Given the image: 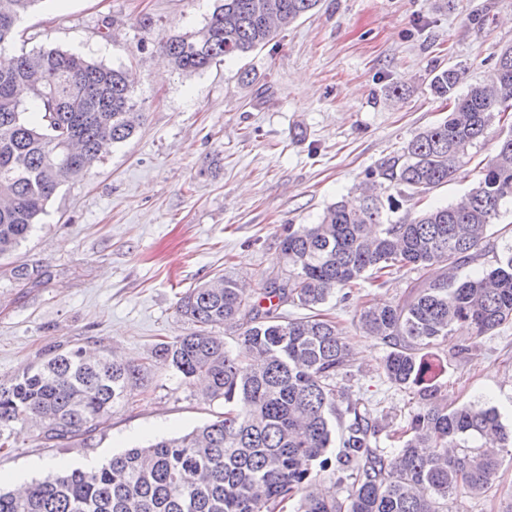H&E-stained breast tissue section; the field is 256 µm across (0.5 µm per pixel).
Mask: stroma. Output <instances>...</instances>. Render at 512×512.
I'll use <instances>...</instances> for the list:
<instances>
[{
  "instance_id": "stroma-1",
  "label": "stroma",
  "mask_w": 512,
  "mask_h": 512,
  "mask_svg": "<svg viewBox=\"0 0 512 512\" xmlns=\"http://www.w3.org/2000/svg\"><path fill=\"white\" fill-rule=\"evenodd\" d=\"M215 0H39L24 18L23 47H56L132 72L142 119L91 176L63 184L26 241L0 257V380L82 347L138 362L193 325L176 312L186 289L221 276L257 288L287 277L279 243L288 225L316 223L329 205L358 197L447 102L429 86L436 69L462 76L458 93L485 84L512 45V0H320L266 46L187 75L154 40L203 27ZM399 95H392V88ZM492 120L448 184L419 202L445 205L472 188L511 129ZM38 275L17 280L15 268ZM360 280L322 311L352 350L345 384L376 416L401 424L418 405L391 386L387 348L359 327L361 311L398 300L412 280ZM441 402H490L512 426V324L494 335L455 328L432 349ZM224 411L197 382L152 363L143 386L96 430L44 443L16 425L0 449V487L50 474L54 464L93 468L125 450L192 431ZM498 477L453 512H505L512 454Z\"/></svg>"
}]
</instances>
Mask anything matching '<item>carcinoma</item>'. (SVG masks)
<instances>
[{
    "mask_svg": "<svg viewBox=\"0 0 512 512\" xmlns=\"http://www.w3.org/2000/svg\"><path fill=\"white\" fill-rule=\"evenodd\" d=\"M41 0H0V51L20 38L24 17ZM318 0H221L201 29L161 37L157 47L186 73L264 47L277 30L311 12ZM455 69L434 72L431 90L453 103L441 123L416 134L380 178L413 199L446 183L470 159L493 113L512 108V46L490 85L461 97ZM39 120L31 123L23 103ZM127 74L79 53L42 48L0 67V256L13 251L46 215L59 186L91 174L94 163L135 132ZM512 200V128L483 165L476 185L446 206L393 221L400 202L370 188L330 205L315 224L288 230L280 258L288 278H268L248 293L219 277L186 291L177 312L196 326L153 347L186 379L204 376L205 395L224 401L218 419L184 435L131 448L98 468H65L17 494L0 490V512H449L485 493L501 462L480 441L512 444L495 407L438 403L426 350L458 323L476 336L512 323V244L495 265L461 274L489 253L488 230ZM402 268L419 273L402 298L374 303L361 326L390 348L388 382L413 389L422 405L383 430L369 404L345 398L350 352L336 322L319 310L338 290ZM291 302L311 314L287 319ZM222 326L241 343L208 335ZM144 369L82 348L56 353L0 382V447L17 424L37 420L46 442L97 428L132 399ZM386 433L392 451L378 446ZM342 452L328 456L334 444ZM348 481L340 499L322 488L328 470Z\"/></svg>",
    "mask_w": 512,
    "mask_h": 512,
    "instance_id": "obj_1",
    "label": "carcinoma"
}]
</instances>
